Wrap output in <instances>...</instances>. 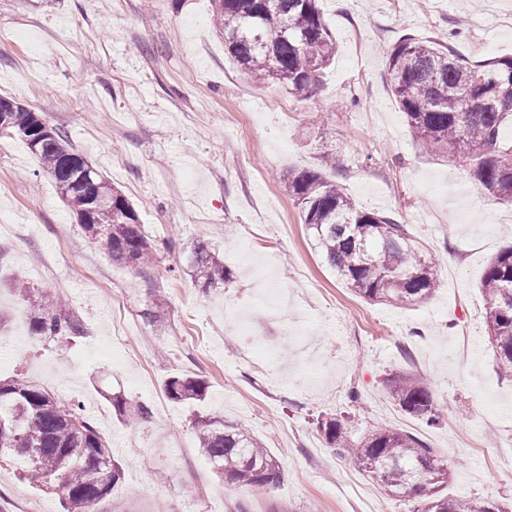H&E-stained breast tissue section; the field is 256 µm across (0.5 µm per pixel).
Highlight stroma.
Masks as SVG:
<instances>
[{
	"mask_svg": "<svg viewBox=\"0 0 512 512\" xmlns=\"http://www.w3.org/2000/svg\"><path fill=\"white\" fill-rule=\"evenodd\" d=\"M321 8L336 56L299 101L236 68L211 0H0V97L65 131L127 197L148 241L174 242L135 267L110 260L25 141L0 149V379L80 402L111 441L122 479L94 512H416V499L387 495L329 448L321 417L343 420L355 441L380 424L410 433L453 471L443 495L512 512V377L496 371L479 289L512 237V205L484 195L464 163L421 150L384 76L392 44L447 43L462 17L457 53L512 54V0ZM291 170L399 215L437 263L435 293L396 308L346 288L284 189ZM200 241L230 270L224 286L187 275ZM18 277L59 297L82 334L30 337ZM404 370L430 384L441 425L392 400L385 380ZM175 375L205 380V400H168ZM198 415L250 429L279 461L280 483L219 478L197 450ZM0 512L64 510L2 459Z\"/></svg>",
	"mask_w": 512,
	"mask_h": 512,
	"instance_id": "1",
	"label": "stroma"
}]
</instances>
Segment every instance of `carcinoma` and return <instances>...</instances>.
Listing matches in <instances>:
<instances>
[{"label": "carcinoma", "mask_w": 512, "mask_h": 512, "mask_svg": "<svg viewBox=\"0 0 512 512\" xmlns=\"http://www.w3.org/2000/svg\"><path fill=\"white\" fill-rule=\"evenodd\" d=\"M212 9L224 31L227 53L251 79L276 84L299 99L319 86L336 53L320 0H212ZM385 78L425 151L466 163L485 194L512 203V55L471 63L450 47L407 36L387 51ZM38 121L37 113L15 103L12 123L0 130V137L17 135L29 144L38 134ZM53 132L34 157L52 176L88 237L114 262L140 264L151 258L152 246L128 199L66 146L63 131ZM283 181L301 206L312 245L357 296L407 305L433 294L434 262L400 217L356 206L341 185L316 171L290 172ZM192 277L209 289L224 284L229 271L207 243L199 242ZM480 288L497 368L512 376V245L489 261ZM15 290L26 303L31 336L82 333L79 320L57 308L48 294L19 280ZM385 385L404 412L429 425L443 421L421 376L396 372ZM206 390L207 383L198 378L173 376L165 383V394L175 403L201 401ZM317 426L329 446L355 455L388 495L425 498L422 512H503L440 495L450 472L434 450L412 434L375 427L356 446L340 421L320 419ZM193 428L199 452L225 481L261 487L265 474L280 482L276 457L249 429L202 415L194 419ZM2 456L21 461L23 478L30 483L61 494L65 512H93L121 479L112 448L80 406L26 380L0 382Z\"/></svg>", "instance_id": "carcinoma-1"}]
</instances>
